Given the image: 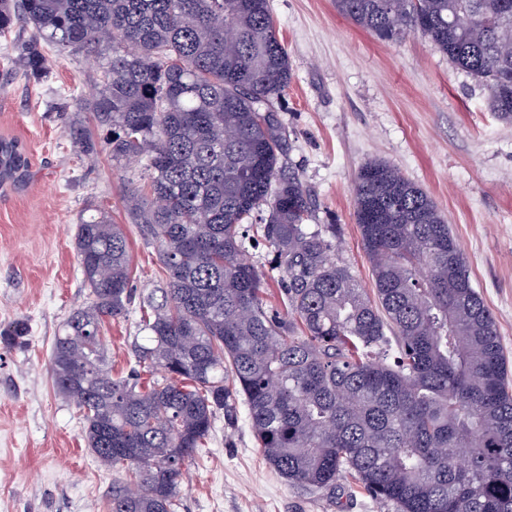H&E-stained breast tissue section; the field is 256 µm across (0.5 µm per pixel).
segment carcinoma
<instances>
[{"label":"carcinoma","instance_id":"cac0c4a2","mask_svg":"<svg viewBox=\"0 0 512 512\" xmlns=\"http://www.w3.org/2000/svg\"><path fill=\"white\" fill-rule=\"evenodd\" d=\"M335 3L380 38L427 36L512 121V0ZM20 22L30 34L11 69L46 72L45 45L104 56L84 110L107 137L86 138L84 152L140 164L148 191H130L126 208L166 273L140 296L134 366L112 376L101 328L132 302L129 245L107 212L84 211L75 249L88 302L50 364L95 458L131 477L112 481L108 512H174L216 413L233 417L239 400L292 485L324 492L352 478L394 512H512V378L467 258L433 199L381 160L353 189L373 289L336 259V225L307 224L272 109L291 65L269 0H0V32ZM28 167L20 143L0 139V184ZM253 232L283 267L279 309L244 258ZM26 336L15 323L0 342Z\"/></svg>","mask_w":512,"mask_h":512}]
</instances>
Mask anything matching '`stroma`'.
I'll return each mask as SVG.
<instances>
[{
	"label": "stroma",
	"mask_w": 512,
	"mask_h": 512,
	"mask_svg": "<svg viewBox=\"0 0 512 512\" xmlns=\"http://www.w3.org/2000/svg\"><path fill=\"white\" fill-rule=\"evenodd\" d=\"M270 5L292 65L274 109L313 223L336 225L338 259L371 287L353 187L366 162L392 165L447 217L512 357V122L499 120L484 87L421 34L378 39L333 0ZM18 37L0 36V137L25 145L30 168L21 184L0 187V328L22 321L28 335L0 345V512H106L116 474L88 448L80 412L56 391L50 367L55 336L88 300L74 247L80 214L97 206L123 225L138 291L158 285L163 269L124 210V195L145 183L139 168L84 156L77 143L74 124L93 126L80 105L100 88L101 58L50 48L49 71L28 77L7 66ZM245 257L277 302L284 272L273 250L251 241ZM140 316L133 304L104 328L113 376L130 368ZM175 512L394 510L349 481L328 494L290 485L263 458L241 404L235 420L216 416Z\"/></svg>",
	"instance_id": "1"
}]
</instances>
